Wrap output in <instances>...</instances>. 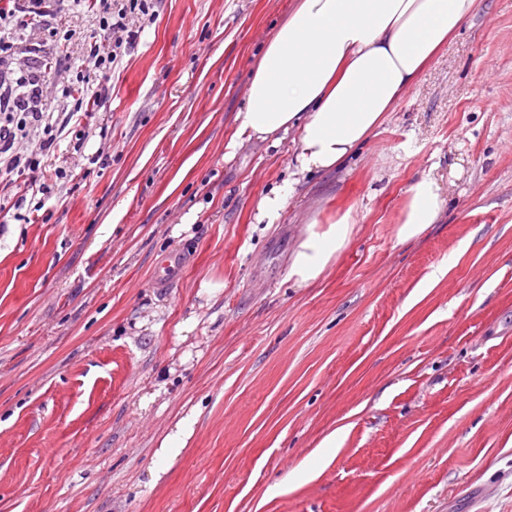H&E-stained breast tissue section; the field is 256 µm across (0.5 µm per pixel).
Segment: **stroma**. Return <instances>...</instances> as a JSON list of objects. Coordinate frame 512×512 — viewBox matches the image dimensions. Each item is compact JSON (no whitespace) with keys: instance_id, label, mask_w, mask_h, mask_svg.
<instances>
[{"instance_id":"stroma-1","label":"stroma","mask_w":512,"mask_h":512,"mask_svg":"<svg viewBox=\"0 0 512 512\" xmlns=\"http://www.w3.org/2000/svg\"><path fill=\"white\" fill-rule=\"evenodd\" d=\"M289 2L160 0L108 74L90 14L50 17L109 96L46 170L105 162L0 223V512H512V0L267 230L288 149L229 143ZM48 27L13 68L54 58ZM429 173L443 218L398 242ZM348 210V248L291 287L308 217Z\"/></svg>"}]
</instances>
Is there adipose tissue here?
Segmentation results:
<instances>
[{
  "label": "adipose tissue",
  "mask_w": 512,
  "mask_h": 512,
  "mask_svg": "<svg viewBox=\"0 0 512 512\" xmlns=\"http://www.w3.org/2000/svg\"><path fill=\"white\" fill-rule=\"evenodd\" d=\"M483 0H294L266 43L239 112L234 143L292 145L290 172L257 205L256 221H279L310 174L338 169L382 125L440 48ZM446 206L435 179L413 183L395 227L398 242L420 237ZM345 212L310 217L292 249L288 279L318 281L352 238Z\"/></svg>",
  "instance_id": "ef3b65f1"
}]
</instances>
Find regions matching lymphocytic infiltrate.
Here are the masks:
<instances>
[{"label":"lymphocytic infiltrate","instance_id":"obj_1","mask_svg":"<svg viewBox=\"0 0 512 512\" xmlns=\"http://www.w3.org/2000/svg\"><path fill=\"white\" fill-rule=\"evenodd\" d=\"M90 13L100 30L109 32L111 43L89 40L86 53L94 67L103 72L116 70L124 55L135 45L143 27L158 17V0H72ZM58 0H0V61L14 54L19 31L49 16ZM48 70L23 69L19 75H0V183L10 187L24 182L28 191L49 193L50 188L25 180L26 172H37L44 157L56 151L63 131L102 104L104 87H90L83 72H73L60 83H52ZM54 87L62 105L60 113L44 108V91ZM38 135L35 153L19 152V143Z\"/></svg>","mask_w":512,"mask_h":512}]
</instances>
